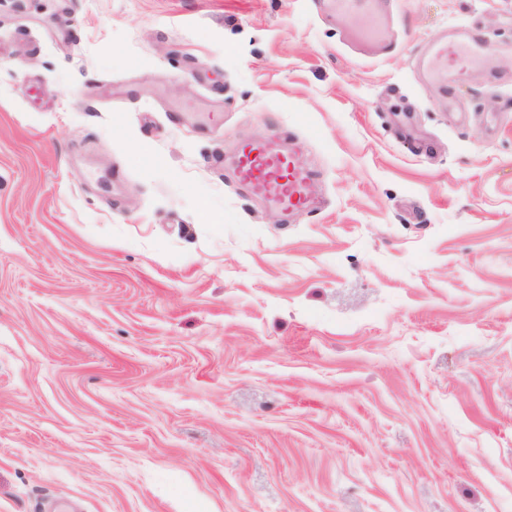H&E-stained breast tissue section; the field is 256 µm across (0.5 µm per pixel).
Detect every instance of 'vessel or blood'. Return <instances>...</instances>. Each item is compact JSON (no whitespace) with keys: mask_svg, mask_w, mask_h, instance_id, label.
<instances>
[{"mask_svg":"<svg viewBox=\"0 0 512 512\" xmlns=\"http://www.w3.org/2000/svg\"><path fill=\"white\" fill-rule=\"evenodd\" d=\"M338 15L361 14L359 36L367 42L382 39L383 30L373 7L374 0H332ZM495 47L493 40L479 30L451 31L431 44L426 54L435 61L429 77L438 84L447 80L465 82L477 71L487 53ZM239 175L267 202L284 209L307 208L313 200L309 194L311 174L287 156L277 140L243 145L235 157Z\"/></svg>","mask_w":512,"mask_h":512,"instance_id":"b4317fda","label":"vessel or blood"}]
</instances>
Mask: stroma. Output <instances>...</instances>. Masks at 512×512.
<instances>
[{"label":"stroma","instance_id":"1","mask_svg":"<svg viewBox=\"0 0 512 512\" xmlns=\"http://www.w3.org/2000/svg\"><path fill=\"white\" fill-rule=\"evenodd\" d=\"M380 4L0 0V512H512V0ZM377 0H332L336 14L350 16L361 12L363 23L359 36L366 42H376L383 38V30L380 25L379 16L370 4ZM496 46L479 30L450 31L426 49L423 67L427 57H431L436 66L427 70V74L433 81L445 85L451 76L456 82L463 83L481 67L487 53ZM497 47L500 48L499 45ZM239 175L267 202L284 209L313 205L311 173L288 156L275 138L243 145L235 157Z\"/></svg>","mask_w":512,"mask_h":512}]
</instances>
